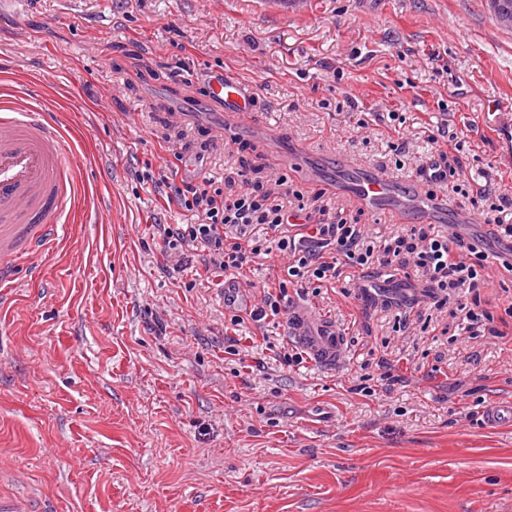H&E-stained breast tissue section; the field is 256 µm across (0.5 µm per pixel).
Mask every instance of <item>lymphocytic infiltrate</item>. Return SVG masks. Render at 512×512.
I'll use <instances>...</instances> for the list:
<instances>
[{"label":"lymphocytic infiltrate","instance_id":"f902f5d3","mask_svg":"<svg viewBox=\"0 0 512 512\" xmlns=\"http://www.w3.org/2000/svg\"><path fill=\"white\" fill-rule=\"evenodd\" d=\"M171 191L178 205L197 221L156 225L157 235L168 251L193 254L205 271L220 276L279 252L292 258L285 269L287 282L333 283L343 267L360 271L376 265L390 267L407 252L416 271L428 277L436 306L454 297L461 301L484 283L487 256L472 246L450 242L441 232L413 226L377 245L367 240L364 225L343 218L312 223L305 202L290 207L256 187H242L228 200L223 183L201 175L183 186H172ZM459 309L461 332L480 335L488 313L462 301Z\"/></svg>","mask_w":512,"mask_h":512}]
</instances>
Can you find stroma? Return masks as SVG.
<instances>
[{"instance_id": "stroma-1", "label": "stroma", "mask_w": 512, "mask_h": 512, "mask_svg": "<svg viewBox=\"0 0 512 512\" xmlns=\"http://www.w3.org/2000/svg\"><path fill=\"white\" fill-rule=\"evenodd\" d=\"M0 0V90L70 138L85 205L0 316V499L55 512H512V272L477 294L484 335L454 340L425 277L375 266L348 286L288 285L269 324L233 322L193 261L167 266L157 224L191 218L163 175L225 194L280 178L319 206L398 231L326 182L360 168L495 224L477 192L512 198L500 134L512 29L484 0ZM237 74L254 122L209 93ZM279 141L272 150L269 139ZM192 143L202 161L177 165ZM310 149L304 170L290 160ZM453 169L432 184L431 160ZM334 323L336 370L279 357L286 309ZM406 330H399V320ZM370 375L372 395L358 391Z\"/></svg>"}]
</instances>
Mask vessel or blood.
I'll return each instance as SVG.
<instances>
[{
	"mask_svg": "<svg viewBox=\"0 0 512 512\" xmlns=\"http://www.w3.org/2000/svg\"><path fill=\"white\" fill-rule=\"evenodd\" d=\"M210 94L223 101L225 111L237 116L240 125L250 124L253 103L236 77L225 73L214 79ZM74 169V153L60 127L15 101H0L1 308L8 300L7 289L16 285L17 266L52 245L67 223L76 192ZM337 189L367 208L391 212L393 222L399 224L421 198L416 188L399 185L379 170H361ZM424 214L449 240L476 244V236L469 233L470 219L449 218L443 200L428 204ZM286 330L321 368L333 370L345 362V338L311 306L296 305Z\"/></svg>",
	"mask_w": 512,
	"mask_h": 512,
	"instance_id": "obj_1",
	"label": "vessel or blood"
}]
</instances>
